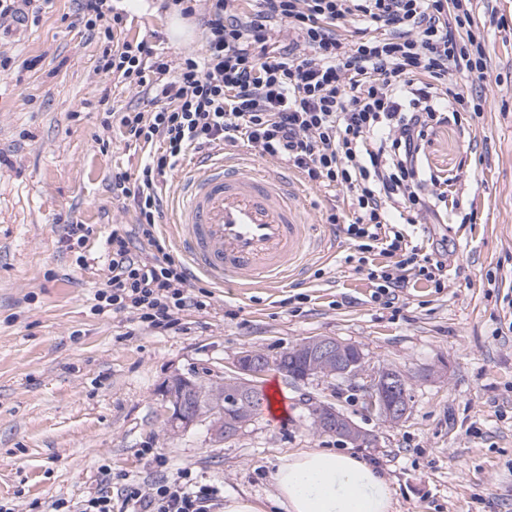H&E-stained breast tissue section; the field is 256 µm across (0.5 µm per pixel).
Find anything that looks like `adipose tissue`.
<instances>
[{"mask_svg":"<svg viewBox=\"0 0 512 512\" xmlns=\"http://www.w3.org/2000/svg\"><path fill=\"white\" fill-rule=\"evenodd\" d=\"M285 512H392L385 472L364 456L325 448L288 455L272 475Z\"/></svg>","mask_w":512,"mask_h":512,"instance_id":"ef3b65f1","label":"adipose tissue"}]
</instances>
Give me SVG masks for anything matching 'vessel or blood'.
I'll return each instance as SVG.
<instances>
[{
	"mask_svg": "<svg viewBox=\"0 0 512 512\" xmlns=\"http://www.w3.org/2000/svg\"><path fill=\"white\" fill-rule=\"evenodd\" d=\"M165 230L190 276L243 289L287 279L330 243L309 224L294 175L221 151L189 159L169 195Z\"/></svg>",
	"mask_w": 512,
	"mask_h": 512,
	"instance_id": "vessel-or-blood-1",
	"label": "vessel or blood"
}]
</instances>
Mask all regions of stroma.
<instances>
[{"label":"stroma","instance_id":"obj_1","mask_svg":"<svg viewBox=\"0 0 512 512\" xmlns=\"http://www.w3.org/2000/svg\"><path fill=\"white\" fill-rule=\"evenodd\" d=\"M129 2L112 0L142 19L126 39L159 34L176 60L201 49L198 29L172 44V0H141L138 10ZM100 45L76 24L73 0H53L20 34L0 33L9 60L0 65V499L50 512L56 500L106 489L109 474L153 480L160 453L168 477L188 468L224 495L266 506L280 458L352 450L311 428L313 405L326 403L371 434L361 452L388 475L393 512H512V32H488L499 84L485 112L435 126L425 143L426 168L461 170L459 192L475 217L441 213L454 249L447 288L420 283L397 307L374 303L368 281L345 265L340 238L282 285L244 291L192 279L212 289L211 307L162 333L92 309L107 270L100 243L136 221L113 195L112 175H136L147 155L109 118L139 94L97 70ZM72 223L88 227L86 246H67ZM313 336L358 346L368 371L403 372L411 401L402 421L367 412L363 379L296 382L272 366L257 386H283L282 421L259 413L221 443L203 423L172 432L161 392L170 374L217 382L241 351L273 358Z\"/></svg>","mask_w":512,"mask_h":512}]
</instances>
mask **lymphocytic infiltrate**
Segmentation results:
<instances>
[{"instance_id": "1", "label": "lymphocytic infiltrate", "mask_w": 512, "mask_h": 512, "mask_svg": "<svg viewBox=\"0 0 512 512\" xmlns=\"http://www.w3.org/2000/svg\"><path fill=\"white\" fill-rule=\"evenodd\" d=\"M211 0L201 51L172 64L147 40L117 41L124 24L106 0H75L87 31L103 33L99 71L152 92L153 110L116 113L129 141L149 147L137 176L112 178L136 223L104 242L108 276L96 313L127 314L142 328L174 329L184 312L210 307L187 269L158 246L163 183L190 152L244 144L323 189L327 221L351 251L344 258L394 304L407 288L448 286V242L420 233L422 213L448 201L449 177L420 164L423 141L449 114L483 112L491 78L478 0ZM470 83L450 87L451 76ZM222 512L218 487L160 478H120L115 493L53 512Z\"/></svg>"}]
</instances>
